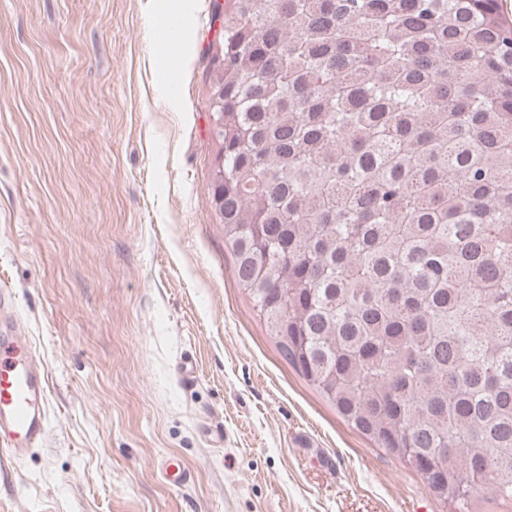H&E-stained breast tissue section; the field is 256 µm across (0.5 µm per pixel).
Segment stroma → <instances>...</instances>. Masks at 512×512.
I'll use <instances>...</instances> for the list:
<instances>
[{"label": "stroma", "instance_id": "stroma-1", "mask_svg": "<svg viewBox=\"0 0 512 512\" xmlns=\"http://www.w3.org/2000/svg\"><path fill=\"white\" fill-rule=\"evenodd\" d=\"M215 2L0 0V287L49 399L0 512H448L237 285L210 203Z\"/></svg>", "mask_w": 512, "mask_h": 512}]
</instances>
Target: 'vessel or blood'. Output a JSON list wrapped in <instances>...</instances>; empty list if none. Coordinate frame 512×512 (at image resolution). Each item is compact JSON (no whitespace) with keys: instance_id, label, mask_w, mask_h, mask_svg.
Returning <instances> with one entry per match:
<instances>
[{"instance_id":"b4317fda","label":"vessel or blood","mask_w":512,"mask_h":512,"mask_svg":"<svg viewBox=\"0 0 512 512\" xmlns=\"http://www.w3.org/2000/svg\"><path fill=\"white\" fill-rule=\"evenodd\" d=\"M47 378L15 310L0 290V456L22 460L39 447L47 427Z\"/></svg>"}]
</instances>
